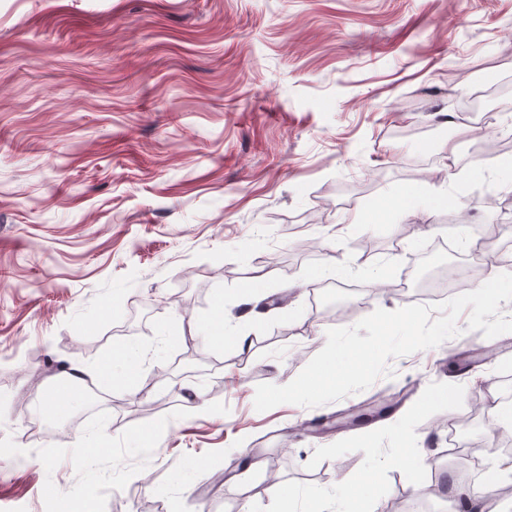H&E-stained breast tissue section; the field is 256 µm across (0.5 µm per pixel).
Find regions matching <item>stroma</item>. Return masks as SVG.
I'll return each instance as SVG.
<instances>
[{"mask_svg":"<svg viewBox=\"0 0 512 512\" xmlns=\"http://www.w3.org/2000/svg\"><path fill=\"white\" fill-rule=\"evenodd\" d=\"M509 138L512 0H0V512L83 490L89 512H279L270 484L302 505L344 476L369 512H443L454 417L500 443L474 484L512 505L486 405L512 396V333L462 316L362 392L254 407L328 329L472 264L480 226L512 248V186L477 152ZM419 186L444 204L408 208ZM219 310L249 346L202 344ZM105 361L132 388L68 386Z\"/></svg>","mask_w":512,"mask_h":512,"instance_id":"stroma-1","label":"stroma"}]
</instances>
